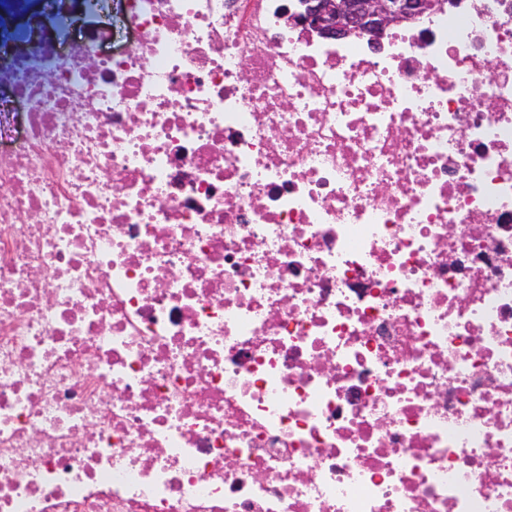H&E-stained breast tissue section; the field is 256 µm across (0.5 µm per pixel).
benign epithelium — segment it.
Instances as JSON below:
<instances>
[{
  "label": "benign epithelium",
  "instance_id": "1",
  "mask_svg": "<svg viewBox=\"0 0 512 512\" xmlns=\"http://www.w3.org/2000/svg\"><path fill=\"white\" fill-rule=\"evenodd\" d=\"M443 7L442 0H300V10L291 20L324 40L365 35L377 46L389 28Z\"/></svg>",
  "mask_w": 512,
  "mask_h": 512
}]
</instances>
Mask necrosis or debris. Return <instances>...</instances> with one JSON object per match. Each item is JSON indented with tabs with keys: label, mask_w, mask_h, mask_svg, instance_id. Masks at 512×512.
Returning a JSON list of instances; mask_svg holds the SVG:
<instances>
[{
	"label": "necrosis or debris",
	"mask_w": 512,
	"mask_h": 512,
	"mask_svg": "<svg viewBox=\"0 0 512 512\" xmlns=\"http://www.w3.org/2000/svg\"><path fill=\"white\" fill-rule=\"evenodd\" d=\"M0 0V512H512V0ZM291 20L324 40L365 35L380 44L392 26L413 22L444 7L440 0H301Z\"/></svg>",
	"instance_id": "necrosis-or-debris-1"
}]
</instances>
